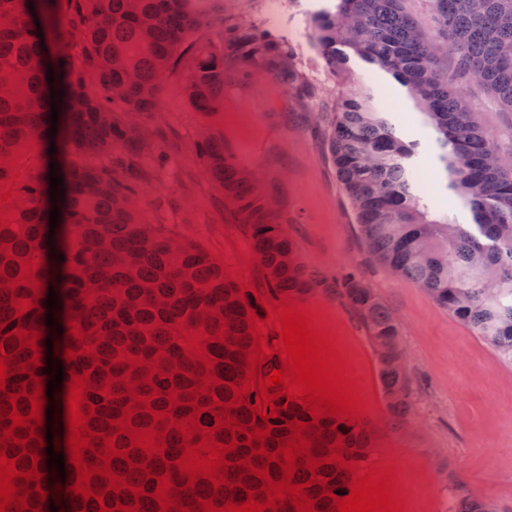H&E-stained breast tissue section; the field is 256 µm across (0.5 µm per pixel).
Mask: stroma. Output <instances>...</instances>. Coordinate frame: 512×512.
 Masks as SVG:
<instances>
[{
    "label": "stroma",
    "mask_w": 512,
    "mask_h": 512,
    "mask_svg": "<svg viewBox=\"0 0 512 512\" xmlns=\"http://www.w3.org/2000/svg\"><path fill=\"white\" fill-rule=\"evenodd\" d=\"M335 3L224 0V16L241 24L260 21L278 30L308 81L329 89L333 77L314 46L309 19ZM438 65L497 149L512 156V109L486 87L462 78L453 56L441 55ZM349 69V90L389 101L398 124L420 140V163L435 209L468 223L466 207L449 193L445 174L431 155L434 136L423 115L376 66L354 57ZM163 99L161 121L170 160L165 171L150 175L142 186L146 213L161 211L165 223L223 262L225 272L264 305L275 310L308 307L309 327L324 326L336 337L341 369L353 371L349 385L362 391L365 410L357 418L376 429V450L363 471H391L400 512H442L446 484L439 467L447 462L477 496L497 504L501 512H512V364L421 288L365 253L312 131L311 119L321 101H298L275 77L245 78L237 66L228 65L219 130L225 153L260 177L303 260L328 276L358 267L399 317L409 368L425 383L414 398L412 422L399 430L385 421L377 358L355 317L322 294L271 297L245 224L232 209L218 204L194 154L201 117L189 104L182 80L169 81Z\"/></svg>",
    "instance_id": "obj_1"
}]
</instances>
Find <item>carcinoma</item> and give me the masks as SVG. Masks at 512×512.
<instances>
[{
  "mask_svg": "<svg viewBox=\"0 0 512 512\" xmlns=\"http://www.w3.org/2000/svg\"><path fill=\"white\" fill-rule=\"evenodd\" d=\"M432 10L443 46L454 52L465 73H477L480 83L512 108V24L502 22V15H512V0H432ZM60 13L69 20L62 37L56 28ZM214 14L224 15V0H0V342L12 355L4 360L10 377L0 391V415L5 416L0 431L12 423V407L22 416L31 408L27 397L12 404L9 394L31 395L38 382L47 392L52 378L44 373L49 337L58 342L64 376L59 400H45L42 426L30 421L41 439L5 442L7 458H16L21 472L32 469L31 455L40 457L37 471L43 479H14L15 486L32 490L23 512H51V487L60 476L48 469L40 443H48L47 406L53 403L61 438H66L65 396L73 374L89 376V391L81 392L88 401L80 407L82 414H92L87 419L90 431L81 434L90 439L84 449L87 467L105 466L98 460L103 437L116 436L118 454L107 471L125 477L124 489L108 491L109 478L90 477L91 491L103 494L108 508L137 501L138 512H159L154 492L157 480L167 477L173 487L166 512H182V506L202 512L207 498L218 509L238 506L247 499L245 488L264 501L260 488L284 478L279 467L284 459L275 463L253 450L275 452L278 442L294 436L290 424L297 418L305 422L301 438L312 443L308 451L321 466L311 472L304 458L294 459L292 484L308 481L313 473L323 476L310 484L306 496L317 500L315 512H331L332 495L342 498L350 491L354 472L349 467L375 451V432L367 424L334 414L314 424L309 405L284 396L274 401L270 437H247L252 423L266 429L248 409L260 394L256 380V389L229 404L251 370L247 358L259 353L254 317L261 306L230 279L220 261L182 240L170 225L146 219L142 210L141 185L148 177L142 159L153 158L158 168L165 164L162 91L176 74L185 76L190 102L205 118L194 153L219 200L229 201L247 225L254 259L274 293L295 297L322 292L346 304L375 351L387 421L401 425L412 417L417 381L407 369L398 317L359 270L331 281L302 260L263 190L224 155V138L206 122L224 103L228 61L240 64L249 76H274L304 101L319 92L297 68L288 40L259 23L221 26L215 36L201 39V28ZM311 29L333 75L348 79L346 63L352 54L402 87L436 134L447 187L471 216V223L459 224L435 213L422 169L413 161L415 145L400 135L390 106L341 86L315 122L361 243L372 259L413 281L439 308L512 361V160L498 161L500 154L477 115L440 75L437 44L404 13L401 0H337L334 8L313 15ZM39 32L44 38L37 37ZM61 38L71 51L48 55L50 43ZM50 67L63 74L59 83L64 90L52 138L46 88ZM52 144L55 156L70 160L60 172L61 231L50 242ZM7 192L11 198L5 202ZM56 254L64 259L54 258ZM51 289L62 305L50 311L46 300ZM24 302L29 310L15 317ZM49 312L63 333L47 326ZM14 329L20 336L11 334ZM31 338L35 343L30 347L26 341ZM190 339L199 348L188 349ZM69 349L81 355L68 362ZM117 357L120 361L113 362ZM209 360L211 368L205 367ZM215 397L220 404L213 407ZM124 410L132 416L122 418ZM216 418L223 425L214 435H199L203 428H213ZM114 420L128 434H113ZM150 426L161 451L147 453L133 446ZM203 439L229 448L227 466L218 469L226 483L214 486L204 477L189 487L176 460ZM326 457L335 462L324 463ZM340 459L345 460L343 468ZM71 467L65 463V481H60L65 488L76 483ZM252 467L267 470L269 479L251 475ZM38 485L47 494L43 503L35 491ZM134 487L143 488L145 495L133 496ZM56 508L100 510L95 498L85 501L73 493ZM446 512L502 510L450 475Z\"/></svg>",
  "mask_w": 512,
  "mask_h": 512,
  "instance_id": "cac0c4a2",
  "label": "carcinoma"
}]
</instances>
